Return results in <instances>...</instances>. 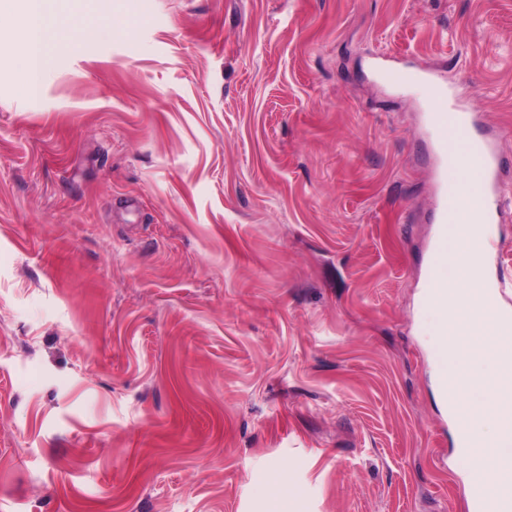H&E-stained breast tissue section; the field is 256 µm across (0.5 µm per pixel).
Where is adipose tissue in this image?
Listing matches in <instances>:
<instances>
[{"label":"adipose tissue","instance_id":"obj_1","mask_svg":"<svg viewBox=\"0 0 512 512\" xmlns=\"http://www.w3.org/2000/svg\"><path fill=\"white\" fill-rule=\"evenodd\" d=\"M61 0H0V14L17 13L26 48V62L12 80L25 97L36 95L50 68V51L57 45L75 46L81 20L60 5Z\"/></svg>","mask_w":512,"mask_h":512}]
</instances>
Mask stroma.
<instances>
[{
  "instance_id": "stroma-1",
  "label": "stroma",
  "mask_w": 512,
  "mask_h": 512,
  "mask_svg": "<svg viewBox=\"0 0 512 512\" xmlns=\"http://www.w3.org/2000/svg\"><path fill=\"white\" fill-rule=\"evenodd\" d=\"M81 11L29 99L0 16V512H471L425 106L373 62L446 65L512 159V0Z\"/></svg>"
}]
</instances>
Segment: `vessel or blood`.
Listing matches in <instances>:
<instances>
[{
  "label": "vessel or blood",
  "mask_w": 512,
  "mask_h": 512,
  "mask_svg": "<svg viewBox=\"0 0 512 512\" xmlns=\"http://www.w3.org/2000/svg\"><path fill=\"white\" fill-rule=\"evenodd\" d=\"M384 82L420 88L428 105L429 131L441 175L438 179L433 221L436 241L429 254L424 288L429 303L444 306L448 283V247L457 233V224L465 204L479 202L485 224L486 251L495 247V224L502 212L503 168L498 138L475 133V117L460 91L449 86L442 71L435 68L413 70L396 62L384 64L380 71ZM458 170L457 181H448V167ZM486 284L497 313L492 323L500 331L512 330V306L502 301V285L493 276Z\"/></svg>",
  "instance_id": "vessel-or-blood-1"
}]
</instances>
